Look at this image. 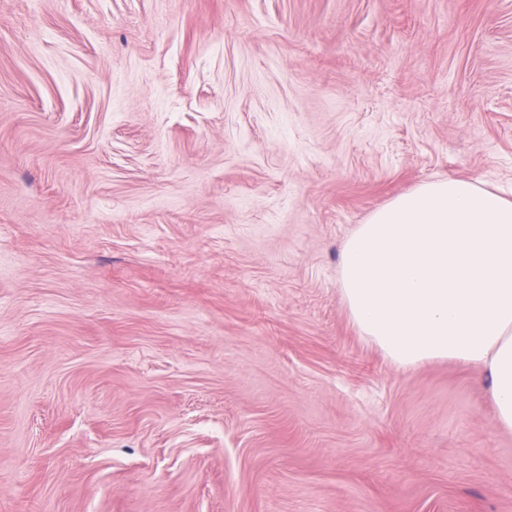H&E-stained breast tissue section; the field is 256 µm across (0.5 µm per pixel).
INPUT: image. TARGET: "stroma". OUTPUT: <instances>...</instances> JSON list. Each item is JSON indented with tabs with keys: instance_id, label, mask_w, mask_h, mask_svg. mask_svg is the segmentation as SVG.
<instances>
[{
	"instance_id": "obj_1",
	"label": "stroma",
	"mask_w": 512,
	"mask_h": 512,
	"mask_svg": "<svg viewBox=\"0 0 512 512\" xmlns=\"http://www.w3.org/2000/svg\"><path fill=\"white\" fill-rule=\"evenodd\" d=\"M438 179L512 189V0H0V512H512L339 293Z\"/></svg>"
}]
</instances>
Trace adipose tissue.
<instances>
[{
	"label": "adipose tissue",
	"mask_w": 512,
	"mask_h": 512,
	"mask_svg": "<svg viewBox=\"0 0 512 512\" xmlns=\"http://www.w3.org/2000/svg\"><path fill=\"white\" fill-rule=\"evenodd\" d=\"M340 293L360 333L400 366L480 367L512 431V199L474 180L422 184L347 241Z\"/></svg>",
	"instance_id": "obj_1"
}]
</instances>
